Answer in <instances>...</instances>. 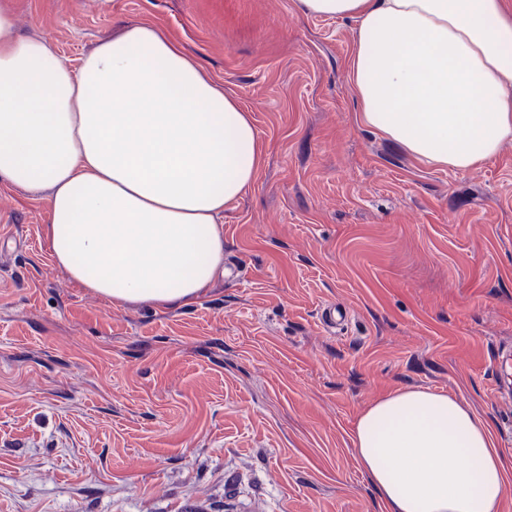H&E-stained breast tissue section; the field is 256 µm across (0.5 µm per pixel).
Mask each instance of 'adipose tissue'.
<instances>
[{
  "instance_id": "1",
  "label": "adipose tissue",
  "mask_w": 512,
  "mask_h": 512,
  "mask_svg": "<svg viewBox=\"0 0 512 512\" xmlns=\"http://www.w3.org/2000/svg\"><path fill=\"white\" fill-rule=\"evenodd\" d=\"M351 19L358 120L419 160L467 170L512 140L503 0H296ZM262 165L249 112L153 23L78 65L19 36L0 0V180L47 195L54 264L115 306L194 301L224 270V209ZM357 459L388 512H501L512 465L448 395L400 389L358 417Z\"/></svg>"
}]
</instances>
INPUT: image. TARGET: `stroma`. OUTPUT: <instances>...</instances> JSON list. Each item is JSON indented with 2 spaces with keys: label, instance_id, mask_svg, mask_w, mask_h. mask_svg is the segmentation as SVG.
Returning <instances> with one entry per match:
<instances>
[{
  "label": "stroma",
  "instance_id": "35a3bbf8",
  "mask_svg": "<svg viewBox=\"0 0 512 512\" xmlns=\"http://www.w3.org/2000/svg\"><path fill=\"white\" fill-rule=\"evenodd\" d=\"M9 4L70 66L158 25L250 112L263 163L224 211L223 277L169 308L72 285L47 200L0 180V512H386L353 428L399 388L448 394L512 459L511 141L457 171L362 126L354 22L295 0Z\"/></svg>",
  "mask_w": 512,
  "mask_h": 512
}]
</instances>
